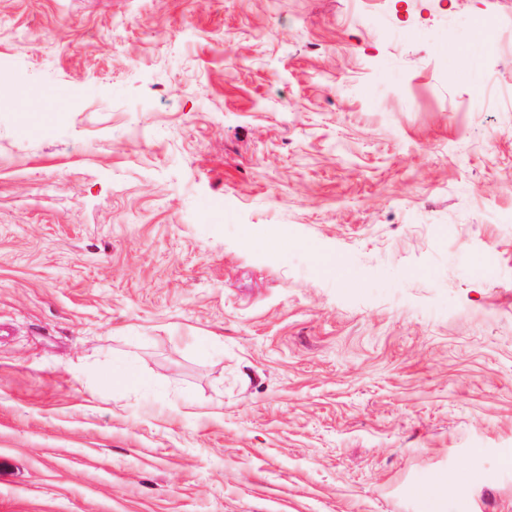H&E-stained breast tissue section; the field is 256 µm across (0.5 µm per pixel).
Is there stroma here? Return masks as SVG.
Segmentation results:
<instances>
[{
    "label": "stroma",
    "mask_w": 512,
    "mask_h": 512,
    "mask_svg": "<svg viewBox=\"0 0 512 512\" xmlns=\"http://www.w3.org/2000/svg\"><path fill=\"white\" fill-rule=\"evenodd\" d=\"M443 474L512 512V0H0V512Z\"/></svg>",
    "instance_id": "stroma-1"
}]
</instances>
